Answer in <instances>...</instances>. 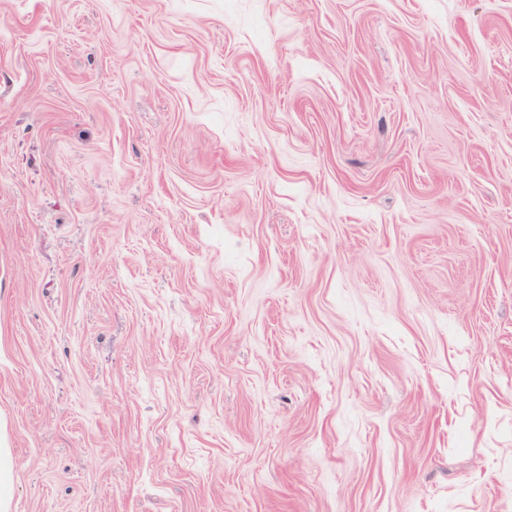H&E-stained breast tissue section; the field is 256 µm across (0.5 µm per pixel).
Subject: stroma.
<instances>
[{
	"instance_id": "1",
	"label": "stroma",
	"mask_w": 512,
	"mask_h": 512,
	"mask_svg": "<svg viewBox=\"0 0 512 512\" xmlns=\"http://www.w3.org/2000/svg\"><path fill=\"white\" fill-rule=\"evenodd\" d=\"M8 512H512V0H0Z\"/></svg>"
}]
</instances>
